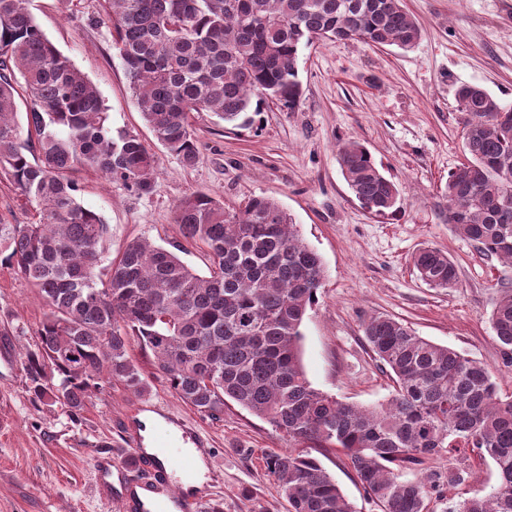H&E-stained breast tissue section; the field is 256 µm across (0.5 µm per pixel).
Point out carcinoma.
I'll return each mask as SVG.
<instances>
[{
	"mask_svg": "<svg viewBox=\"0 0 512 512\" xmlns=\"http://www.w3.org/2000/svg\"><path fill=\"white\" fill-rule=\"evenodd\" d=\"M108 22L132 97L154 138L185 167L195 165L191 113L235 126L254 123L268 100L295 111L297 61L315 40L413 47L420 28L402 0H109ZM24 91L27 139L16 121ZM468 161L448 174L445 222L476 250L512 265V112L484 88L456 89ZM349 189L375 215L398 209L397 184L357 141L339 146ZM84 167L140 194L156 186L158 159L140 138L112 132L95 86L44 34L30 0H0V179L39 214L36 224L0 223V268L25 278L48 313L24 366L34 394L75 413L114 381L145 383L130 338L150 352L168 387L220 419L231 400L295 443L333 444L381 512H427L443 482L471 477L466 451L491 461L497 485L462 497L448 512H512V397L456 350L377 314L364 324L371 351L395 383L382 403L343 402L311 386L301 330L325 277L322 257L275 200L236 210L195 192L174 210L183 235L204 244L208 275L173 250L130 241L107 272V224L78 198L67 173ZM411 262L432 288L456 285L448 254L430 246ZM489 321L512 365V289H499ZM448 455V476L403 480L394 467ZM290 512H353L335 480L308 454L267 458Z\"/></svg>",
	"mask_w": 512,
	"mask_h": 512,
	"instance_id": "carcinoma-1",
	"label": "carcinoma"
}]
</instances>
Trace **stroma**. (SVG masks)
<instances>
[{"label":"stroma","instance_id":"1","mask_svg":"<svg viewBox=\"0 0 512 512\" xmlns=\"http://www.w3.org/2000/svg\"><path fill=\"white\" fill-rule=\"evenodd\" d=\"M404 3L421 29L415 47L314 41L299 54L296 110L264 104L246 128L195 113L199 154L191 167L144 124L112 46L105 0H32L31 10L47 37L97 87L112 128L137 134L159 161L149 195L92 170L72 172L79 199L108 226L106 260L119 258L130 240L146 238L179 246L181 259L206 274L205 246L185 238L174 222L179 200L204 191L232 210L252 196L272 198L325 263L318 301L302 326V364L312 387L349 403L386 399L393 382L363 334L366 319L385 314L484 366L500 393L512 396V366H505L489 322L497 288H512V266L479 253L442 217L448 174L466 159L457 87L477 84L512 104V0ZM348 140L366 146L397 183L396 213L372 215L350 191L337 163V147ZM427 245L454 260L455 287L432 288L416 276L411 256ZM45 311L26 280L0 269V341L16 357L35 348ZM129 354L148 383L145 393L116 382L75 416L37 399L24 366L0 375V512H122L120 483L102 484L94 461L125 453L127 418L146 399L195 422L210 438L208 467L218 474L211 492L224 512H288L266 465L269 454L290 448L286 436L233 402L221 419L201 415L167 387L139 343ZM314 456L354 512H380L342 451L326 446ZM496 482L491 465L473 460L464 488H443L429 512H446L462 490L489 493Z\"/></svg>","mask_w":512,"mask_h":512}]
</instances>
